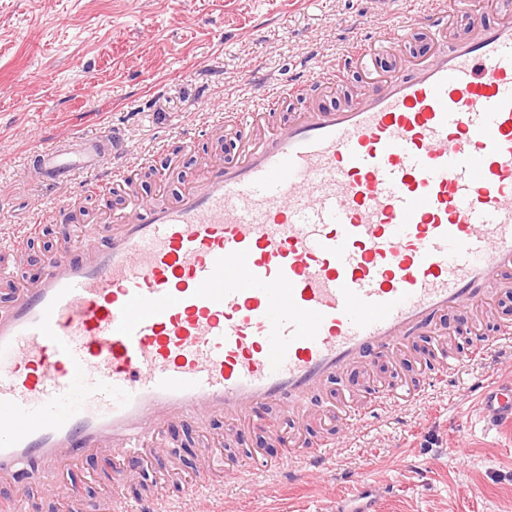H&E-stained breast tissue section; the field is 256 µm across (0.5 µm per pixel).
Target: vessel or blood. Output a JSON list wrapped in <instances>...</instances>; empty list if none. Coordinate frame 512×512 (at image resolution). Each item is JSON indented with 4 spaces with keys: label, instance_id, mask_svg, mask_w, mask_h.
Segmentation results:
<instances>
[{
    "label": "vessel or blood",
    "instance_id": "b4317fda",
    "mask_svg": "<svg viewBox=\"0 0 512 512\" xmlns=\"http://www.w3.org/2000/svg\"><path fill=\"white\" fill-rule=\"evenodd\" d=\"M299 76L282 99L321 84ZM108 132L55 140L27 161L39 181L111 173ZM512 284V15L394 70L351 108L316 106L247 142L171 203L140 201L82 234L0 306V484L65 488V464L111 451L137 464L164 430L296 401L423 331H445ZM487 428L512 427V379L469 387ZM377 395L362 422L394 414ZM331 443L276 466L324 477ZM106 512H170L167 503Z\"/></svg>",
    "mask_w": 512,
    "mask_h": 512
}]
</instances>
